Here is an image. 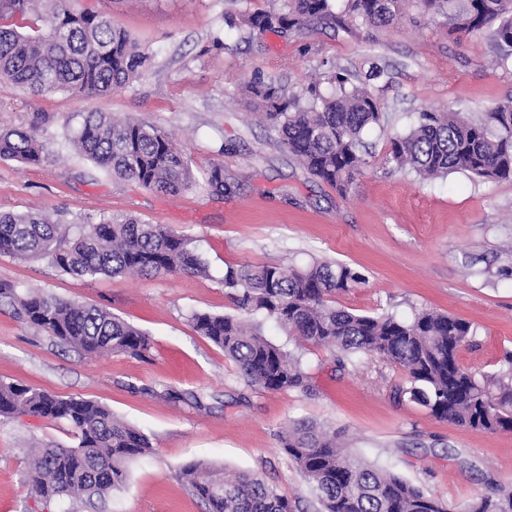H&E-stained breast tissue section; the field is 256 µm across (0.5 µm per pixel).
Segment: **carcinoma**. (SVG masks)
Masks as SVG:
<instances>
[{"instance_id":"obj_1","label":"carcinoma","mask_w":512,"mask_h":512,"mask_svg":"<svg viewBox=\"0 0 512 512\" xmlns=\"http://www.w3.org/2000/svg\"><path fill=\"white\" fill-rule=\"evenodd\" d=\"M279 7L243 16L260 32L286 33L319 23L344 24L346 15L364 25H390L404 0H346L344 15L333 0H275ZM452 32H490L498 62L512 58V0H458ZM34 15L39 25L23 33L11 19ZM148 51L112 21L93 11H75L71 0H0V84L44 93L107 95L123 89L150 67ZM331 89L290 96L274 80L256 77L249 94L261 118L306 170L341 193L348 192L368 164L362 134L381 125L380 102L364 87L347 86L335 74ZM386 161L421 178L467 173L512 179V108L501 105L477 121L454 111L424 110L408 131L389 140ZM75 151L113 177L131 180L163 195L192 186L190 161L161 128L143 121H116L107 112H89L73 141ZM52 154L37 127L0 130V159L39 167ZM207 183L229 193L224 169L211 167ZM49 258L76 278L97 275H202L207 267L192 240L163 224L132 215L86 219L75 235L33 211L0 212V254ZM366 282L339 262L304 269L281 265L228 264L224 288L235 306L275 320L297 340L336 352L337 362L371 353L403 368L398 396L451 424L487 431H512V368L496 382L480 381L458 361L472 333L466 320L422 311L410 320L395 315L355 314L336 305V295ZM0 301L19 317L64 345L89 355L122 353L143 357L150 338L139 328L92 304L43 294L19 293L0 283ZM194 330L224 350L244 381L269 391L311 389L310 376L293 353L268 341L256 326L232 314L194 313ZM26 414L62 423L77 438L75 447L31 449L27 483L40 502H92L124 488L128 465L153 451L150 438L112 411L83 398H62L22 383H0V415ZM283 451L312 485L323 512H451L441 498L407 480L346 453L336 431L308 420L288 424ZM179 477L206 506V512H293L287 496L249 471L218 472L205 463L184 465ZM467 512H512V491L494 490Z\"/></svg>"}]
</instances>
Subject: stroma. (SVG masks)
<instances>
[{
	"mask_svg": "<svg viewBox=\"0 0 512 512\" xmlns=\"http://www.w3.org/2000/svg\"><path fill=\"white\" fill-rule=\"evenodd\" d=\"M271 0H76L77 10L111 18L154 56L130 87L104 96L33 95L0 84V129L37 126L55 161L28 168L0 159V211H37L75 225L86 216L132 214L187 235L203 275L76 279L45 257L0 254V282L22 292L94 304L151 338L144 357H87L0 306V382L97 401L143 431L153 454L129 467L123 490L90 506L36 502L26 482L31 449L76 446L68 427L29 415L0 416V512H206L177 476L190 462L252 471L299 512H316L312 487L282 450L288 422L306 419L340 431L348 451L442 498L453 512L499 487L512 488V432L441 421L398 399L401 367L352 355L337 368L328 349L297 346L274 321L254 316L271 343L299 356L310 392L246 384L221 348L199 336L192 313L232 314L224 289L229 264L302 268L339 261L365 284L336 298L358 314L409 320L423 310L462 318L473 335L459 362L478 379L497 377L512 354V181L452 173L420 180L385 160L389 140L416 112L470 117L512 101V63L496 61L487 32L452 33L447 14L408 0L388 27L350 22L315 31L226 30L225 15L265 10ZM229 32V48L215 46ZM385 74L370 81V63ZM340 72L384 105L363 140L368 164L347 194L315 178L253 113L247 84L272 77L291 95ZM109 112L170 133L190 156L194 185L177 196L112 178L79 156L71 138L84 113ZM222 164L232 190L207 184ZM192 392L200 405L167 399Z\"/></svg>",
	"mask_w": 512,
	"mask_h": 512,
	"instance_id": "35a3bbf8",
	"label": "stroma"
}]
</instances>
